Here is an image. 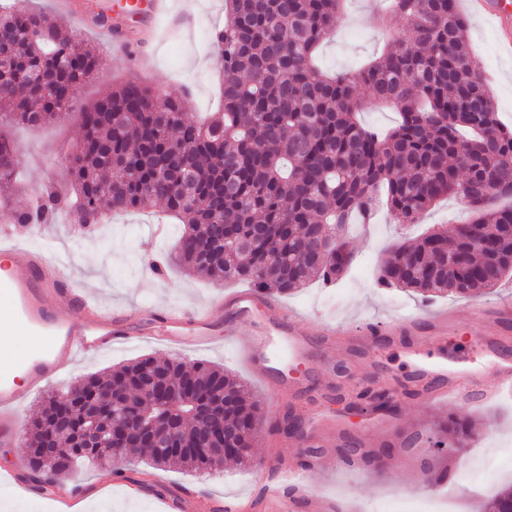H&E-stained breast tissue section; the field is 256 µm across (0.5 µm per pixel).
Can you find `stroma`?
<instances>
[{"label": "stroma", "instance_id": "stroma-1", "mask_svg": "<svg viewBox=\"0 0 512 512\" xmlns=\"http://www.w3.org/2000/svg\"><path fill=\"white\" fill-rule=\"evenodd\" d=\"M36 2L57 12L69 29L79 32L94 46L100 54V66L96 79L82 87L77 109L69 111L64 120L36 130L19 124L0 127V134L17 147L23 178L22 187L14 189L9 205L0 206V226L10 224L13 210L28 205L32 191L46 179L66 186L68 158L81 135L80 108L128 78H138L149 86L164 88L168 94L184 97L187 115L193 120L217 111L221 103L211 34L224 25V0H196L192 12L188 11L186 0H172L171 21L160 24L152 44L136 47L138 59L133 63L121 52L118 40L104 39L90 22L60 9L58 0ZM379 7V0H345L335 33L320 49L318 63L322 68L358 69L377 58L390 39L408 37L409 27L400 18L374 23ZM467 40L491 88L499 121L512 127V58L500 52L495 29L483 18L471 17ZM468 216L467 206L450 198L440 201L417 224L395 223L384 210L371 223L350 224L345 243L355 255L352 266L333 285L314 282L283 300L286 307L306 315L304 333L313 344L308 361H294L277 353L270 362L267 379L252 373L244 354V339L253 328L249 321L237 324L235 339L203 349H167L148 342H132L68 361L65 375L50 382L47 392H64L79 378L151 356L177 358L189 366L201 361L222 366L263 400L262 421L256 431L261 444L248 465L228 462L209 474L161 470L144 463L136 451L130 450L118 474L87 464L70 473V481L81 485L87 499L81 512H157L153 492L157 486L168 497L196 503L245 499L250 503L249 512H263L267 483L273 478L272 463L300 460L307 442L320 449L322 460L309 473V481L328 500H354L363 512H369L375 503L404 495L423 499L437 491L436 485L427 483L423 470V463L429 458L425 438L433 420L446 416L471 423L474 431L464 466L451 471L447 478L448 483L459 487L454 508L456 512H483L486 500L503 487L504 476L512 477V460L502 456L504 449L512 448V397L491 403L429 401L408 394L401 387L400 378L418 362L442 363L459 373H490L488 359L474 349L473 342L488 341L512 352V328L492 327L485 320L486 314L512 289L503 285L481 297L433 300L431 310L451 308L456 314L443 348L427 347L413 356L403 343L378 341L381 368L393 387L397 410L383 414L381 424L374 429L370 428L367 415L347 410L344 399L352 377L370 379L375 377L377 368L362 364L351 369L352 350L339 346L335 337L323 332L327 323L336 327L366 321L389 325L404 315L420 312V296L377 283L388 246L394 241L418 238L435 227L453 226ZM179 234V226L166 223L164 212L157 206L115 216L90 235L80 234L74 219L63 215L53 224L30 227L27 246L58 256L67 265L76 287L94 293L112 307H205L241 290V283H215L177 267L167 268L159 277L141 264V256L171 252ZM295 377L303 380L298 393L289 387L290 379ZM293 406L335 421L336 432L307 422L302 438L283 435L279 430L283 414ZM347 436L366 448L393 444L394 456L378 467L343 463L334 448L338 438ZM28 460L26 445L0 447V468L16 469L28 483L23 493L0 485V512H53L54 506L43 494L40 483L30 478ZM130 481L142 485L139 496L127 492Z\"/></svg>", "mask_w": 512, "mask_h": 512}]
</instances>
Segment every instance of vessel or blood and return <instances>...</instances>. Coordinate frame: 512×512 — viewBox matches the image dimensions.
<instances>
[{
  "label": "vessel or blood",
  "instance_id": "obj_1",
  "mask_svg": "<svg viewBox=\"0 0 512 512\" xmlns=\"http://www.w3.org/2000/svg\"><path fill=\"white\" fill-rule=\"evenodd\" d=\"M474 11L489 19L501 37V43L512 54V0H470ZM20 234L13 229L0 231V252L24 254L27 270L20 275L0 277V294L9 306L0 310V412L18 415L21 391L10 380L13 371H22L26 389L34 392L43 388L62 370L65 360L77 355H92L108 349L120 339L142 336L158 337L167 344L179 346L212 345L216 340L212 308L149 307L132 313L103 307L88 294L73 288L62 266L40 250H20ZM67 303L70 314L59 312L60 303ZM230 307L240 316H251L261 309L264 323L249 337L246 346L251 368L264 375L277 340L288 344L289 355L304 359L308 341L298 331L301 315L286 309L274 300H258L250 292L233 296ZM452 310L439 312L432 321L428 337L409 343L412 353L423 346L439 343ZM20 333L31 339L28 351L15 355L7 343L8 336ZM495 365L491 378L474 373L458 376L443 366L420 365L409 377L411 384L424 388L428 400L442 397L466 401L489 402L505 391H512V356L492 349ZM281 484L293 489L295 498L306 502L308 512H332L334 505L312 491L306 482V470L285 464L279 469ZM53 499L56 512H78V492L67 484H58Z\"/></svg>",
  "mask_w": 512,
  "mask_h": 512
}]
</instances>
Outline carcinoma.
I'll return each instance as SVG.
<instances>
[{
	"label": "carcinoma",
	"instance_id": "obj_1",
	"mask_svg": "<svg viewBox=\"0 0 512 512\" xmlns=\"http://www.w3.org/2000/svg\"><path fill=\"white\" fill-rule=\"evenodd\" d=\"M342 0H224L226 21L213 45L224 86V109L188 121L182 99L131 79L81 112L83 136L69 159L74 193L47 180L35 206L14 210L13 223L51 224L63 213L96 217L164 204L186 227L171 261L218 281H243L262 295H288L310 281L334 282L353 261L336 228L366 220L383 204L412 224L446 196L468 203L477 225L433 230L396 245L378 282L436 295L472 298L512 277V128L496 107L465 43L469 17L458 0H389L412 42L390 41L357 72L318 70L313 57L336 29ZM30 30L41 33L28 41ZM97 54L44 9L0 5V115L32 128L69 108L97 73ZM395 105L400 120L382 135L364 127L368 102ZM17 148L0 136V189L15 187ZM180 392L162 403V380ZM99 404L112 419L126 407L161 425L155 448L137 435L125 444L157 468L194 472L220 468L200 442L254 455L259 400L224 368L191 367L146 357L84 377L63 400L43 399L27 424L33 475H58L87 463L103 466L99 434L81 410ZM469 439L455 418L437 421L428 442L436 460ZM336 455L371 464L392 447L358 451L353 441Z\"/></svg>",
	"mask_w": 512,
	"mask_h": 512
}]
</instances>
